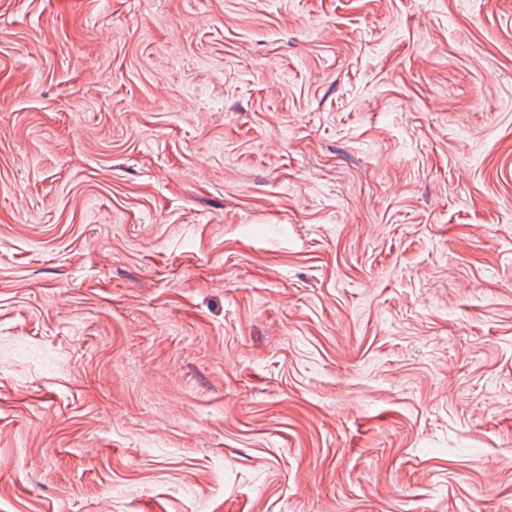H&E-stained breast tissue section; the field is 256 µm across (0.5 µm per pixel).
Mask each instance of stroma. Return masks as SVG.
Returning <instances> with one entry per match:
<instances>
[{
    "mask_svg": "<svg viewBox=\"0 0 512 512\" xmlns=\"http://www.w3.org/2000/svg\"><path fill=\"white\" fill-rule=\"evenodd\" d=\"M0 512H512V0H0Z\"/></svg>",
    "mask_w": 512,
    "mask_h": 512,
    "instance_id": "stroma-1",
    "label": "stroma"
}]
</instances>
